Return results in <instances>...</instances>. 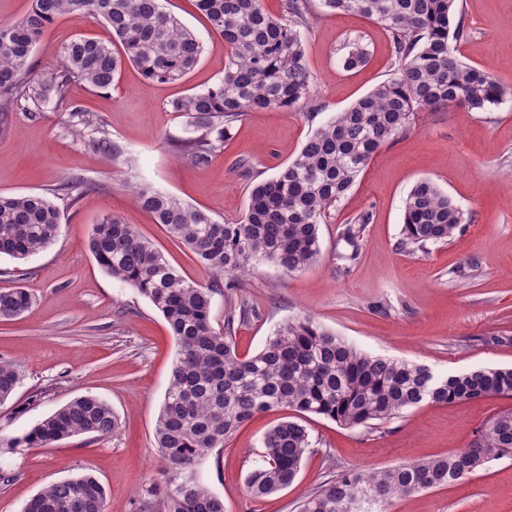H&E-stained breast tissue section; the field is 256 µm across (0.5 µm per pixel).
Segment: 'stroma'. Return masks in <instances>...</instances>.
Listing matches in <instances>:
<instances>
[{
    "mask_svg": "<svg viewBox=\"0 0 512 512\" xmlns=\"http://www.w3.org/2000/svg\"><path fill=\"white\" fill-rule=\"evenodd\" d=\"M163 5L203 45L183 81L150 83L126 64L110 90L76 81L65 101L46 103L34 116L13 111L0 122L1 196L47 195L72 175L92 184L77 204L59 201L61 232L50 247L23 261L0 256V290L19 286L33 299L29 312L0 322V358L24 370L13 398L0 405V512H22L48 485L87 473L106 489L105 512H148L165 492L155 427L177 346L149 300L97 265L88 249L93 225L107 216L135 224L185 279L206 280L189 251L136 207L130 184H150L218 222L235 223L253 184L275 176L316 129L393 70L390 37L381 25L357 15L319 14L304 34L313 76L309 104L246 113L221 151L199 168L175 146L192 129L170 102L219 82L227 51L194 0ZM459 9L469 32L461 57L488 70L505 91L502 103L491 112L451 106L419 113L411 130L388 141L331 208L319 229L321 255L311 267L289 273L259 262L238 276L235 289L215 294V327H223L231 304L243 300L251 308L234 326L238 354L258 352L280 326L308 315L363 352L421 364L438 377L512 368V0H460ZM79 36L105 40L109 33L82 13L59 16L32 54V82L58 71L64 43ZM354 41L368 59L346 71L338 59ZM74 105L102 122L118 156L106 158L72 136ZM421 178L445 191L467 221L448 241L409 248L401 243L403 206ZM364 212L369 224L347 241L348 223ZM14 268L19 276H11ZM83 395L111 404L119 428L110 437L10 447V440ZM507 409L512 398L426 401L357 428L308 415L314 453L288 489L257 500L245 477L262 463L263 437L283 416L276 410L247 421L202 461L199 473L223 498L225 512H298L303 498L337 471L455 454ZM391 512H512V458L397 499Z\"/></svg>",
    "mask_w": 512,
    "mask_h": 512,
    "instance_id": "35a3bbf8",
    "label": "stroma"
}]
</instances>
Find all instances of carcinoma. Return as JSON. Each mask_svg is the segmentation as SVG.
<instances>
[{
  "label": "carcinoma",
  "instance_id": "1",
  "mask_svg": "<svg viewBox=\"0 0 512 512\" xmlns=\"http://www.w3.org/2000/svg\"><path fill=\"white\" fill-rule=\"evenodd\" d=\"M196 4L224 39V77L170 106L191 119L195 132L180 140L178 150L203 167L244 113L288 110L309 99L312 74L303 39L316 13L311 0H283L277 17L265 11L262 0ZM321 7L333 14L358 13L389 32L394 69L388 80L317 129L274 177L255 183L245 214L234 224H220L149 185L133 186L137 206L192 254L207 282L186 280L135 225L118 218L93 225L89 237L104 272L146 297L178 346L155 428L167 472L160 512H224V500L203 483L198 466L263 412L289 408L356 428L392 419L425 400L448 404L512 397V369L477 367L436 378L423 365L362 352L309 317L281 326L258 353L245 357L237 353L232 332L250 309L244 304L229 309L222 332L211 323L213 295L236 287L232 276L254 262L265 260L292 273L317 261L319 226L329 209L347 195L382 146L411 129L418 113L451 105L491 112L503 101L504 92L489 73L464 62L455 49L465 36L457 0H321ZM74 11L104 25L111 38L70 40L62 47V69L33 85L28 75L36 44L58 16ZM117 43L122 56L115 52ZM201 54L199 38L161 0H33L21 20L0 24V117L15 109L38 112L52 98L63 101L77 80L108 90L125 60L149 82L177 83L196 68ZM366 59V50L355 43L341 65L353 70ZM88 146L109 158L117 153L103 131ZM89 188L87 180L71 177L54 196L75 202ZM465 222L458 205L428 179L417 181L405 199L407 245L446 241ZM60 230V209L47 196H0V255L25 260L49 247ZM31 306L20 288L0 291L1 322ZM22 380L21 365L0 360V405ZM118 427L108 402L81 396L11 440L10 447L45 448L82 435L103 439ZM262 444L264 464L246 477L247 491L256 498L288 488L314 452L307 427L290 419L274 425ZM504 457H512L511 409L448 457L342 470L305 497L301 512H388L397 498L446 487ZM105 499L104 486L87 474L51 484L28 500L23 512H104Z\"/></svg>",
  "mask_w": 512,
  "mask_h": 512
}]
</instances>
